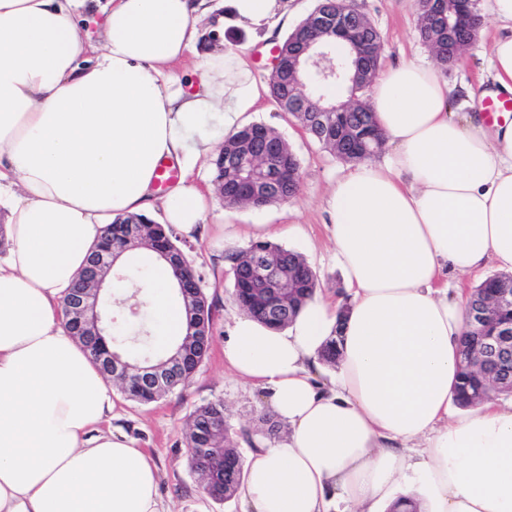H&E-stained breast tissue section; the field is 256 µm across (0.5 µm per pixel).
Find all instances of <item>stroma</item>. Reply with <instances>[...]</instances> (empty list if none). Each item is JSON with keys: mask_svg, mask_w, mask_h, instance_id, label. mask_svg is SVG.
Instances as JSON below:
<instances>
[{"mask_svg": "<svg viewBox=\"0 0 512 512\" xmlns=\"http://www.w3.org/2000/svg\"><path fill=\"white\" fill-rule=\"evenodd\" d=\"M316 4L317 0H288L286 14L276 21L269 37L262 39L253 32L228 27L222 42L242 52L260 82L268 83L270 68L264 59L265 52L295 29ZM357 6L381 34L382 66L430 60V53L418 37L415 0H357ZM245 120L264 124L286 140L301 162V189L297 196L263 208H228L222 198H215L199 234L185 239V251L202 276L209 299L216 305L209 352L191 382L159 402L144 405L120 395L110 422L114 432L128 436L136 447L155 458L160 493L173 502L176 512H243L238 500L211 499L189 468L187 433L190 417L198 406L223 399L225 420L245 455L251 452L250 439L260 438L266 427L263 417L268 410L263 391L235 382L224 363V342L234 317L240 313L232 297L228 254L246 250L259 225L279 229L296 224L300 227L298 234L290 239L280 238L279 246L305 257L317 273L324 294L336 297L346 293L343 277L333 260L326 200L336 180L350 172V164L311 140L270 93H263L256 111L246 113ZM150 263L148 256H133L125 265L126 277L113 280L111 288L103 292L116 304L112 323V334L117 338L114 349L129 359L140 354L125 339L133 333L135 313L145 310L136 288Z\"/></svg>", "mask_w": 512, "mask_h": 512, "instance_id": "1", "label": "stroma"}]
</instances>
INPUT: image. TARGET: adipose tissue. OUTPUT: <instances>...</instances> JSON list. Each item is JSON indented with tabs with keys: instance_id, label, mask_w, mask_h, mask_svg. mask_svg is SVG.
<instances>
[{
	"instance_id": "obj_1",
	"label": "adipose tissue",
	"mask_w": 512,
	"mask_h": 512,
	"mask_svg": "<svg viewBox=\"0 0 512 512\" xmlns=\"http://www.w3.org/2000/svg\"><path fill=\"white\" fill-rule=\"evenodd\" d=\"M109 2L94 39L90 0H0V512H172L154 457L101 430L112 383L62 301L115 218L205 223L210 195L191 173L262 92L234 48L199 55L205 0ZM224 6L268 31L280 0ZM488 8L507 30L492 42L494 92L510 96L512 0ZM368 95L388 157L358 163L328 200L349 304L314 296L282 329L245 313L224 344L288 428L250 453L238 496L245 512H512V403L450 409L469 293L448 289L452 272L512 273V122L455 113L476 89L429 63L385 68ZM166 159L181 176L160 198ZM172 281L161 262L144 283L166 339L185 334Z\"/></svg>"
}]
</instances>
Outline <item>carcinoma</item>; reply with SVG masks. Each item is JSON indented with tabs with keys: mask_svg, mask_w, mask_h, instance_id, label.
Instances as JSON below:
<instances>
[{
	"mask_svg": "<svg viewBox=\"0 0 512 512\" xmlns=\"http://www.w3.org/2000/svg\"><path fill=\"white\" fill-rule=\"evenodd\" d=\"M447 10L453 14L466 12L479 18L481 14L478 4L473 2L463 3L461 0H443ZM418 13V31L421 40L429 45L434 44V59L442 72L454 66L459 55L455 46L448 36L443 35L438 42H433L436 31L427 23L425 15L426 5L422 0L416 3ZM333 122V138L335 141H323L306 129L309 137L323 148L329 150L338 159L345 163H358L372 160L378 156L384 147V137L378 129L374 114L371 112H334L330 116ZM249 126H243L235 133L224 139V145L213 160L215 180L223 177V161L231 155L245 156L249 145L247 131ZM273 175L280 179L287 187L285 195L289 196L298 193L301 184V163L298 156L292 151H284L283 154L271 155L268 167L258 171L253 176V181L261 182L267 176ZM252 193L251 183L246 180L224 181V201L230 205H241V200ZM140 222L139 240L130 242L129 227L131 220ZM110 236L106 237L101 246L112 245V250L120 253L129 249L130 245L142 247L140 240H149L153 249H166L178 253L183 250L178 245L179 238L172 226L158 224L146 216L140 215L135 218L118 217L109 225ZM279 256L283 259V274L291 282L292 288L288 291V309L286 312L277 314L275 309L280 303V296L273 288L262 286V280L253 273L241 271L247 260L263 256ZM233 267V296L238 305L246 310L254 319L260 323L273 327L283 328L301 310L303 305L313 297L318 285L316 273L312 270L306 259L299 253L284 249L268 241H256L250 247L239 254L229 256ZM179 277L189 279L197 284V290L193 297L184 299L187 316L188 331L182 339L178 349H189L193 347L196 337L193 336L196 320L201 319L205 323L213 324L215 306L209 301L202 286V277L197 274L192 262L188 257H183V263L179 271ZM512 289V274L498 273L486 277L473 291L470 296L472 301H485L494 298L503 287ZM503 324H512V305L498 310L489 319L480 332L469 331L464 339L461 356L459 383L454 391V401L459 407L474 405L490 393L498 395L512 394V378L504 379L493 374L478 362L475 353L481 347L483 339L488 336H495ZM206 351L195 350L193 357L184 366L181 373L169 384L168 391L159 392L146 389L140 386L138 375L129 372L126 379L119 382V387L130 398L144 404L159 400L168 392L185 387L197 372L204 360ZM219 428V437L216 447L219 448L220 457L224 458V492L222 500H230L234 497L237 486L244 476V457L242 456L237 441L233 438L229 428L224 421V402L218 398L209 401L195 409L189 426L187 437L189 459L194 463V474L197 476L201 487L205 488L210 478L215 475L216 465L203 461L197 448L202 444L201 438L209 427Z\"/></svg>",
	"mask_w": 512,
	"mask_h": 512,
	"instance_id": "cac0c4a2",
	"label": "carcinoma"
}]
</instances>
